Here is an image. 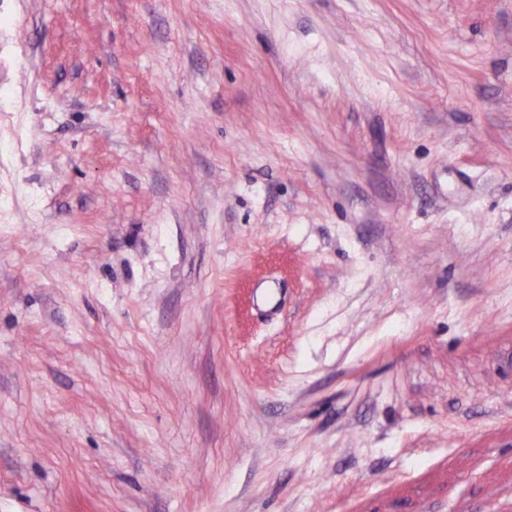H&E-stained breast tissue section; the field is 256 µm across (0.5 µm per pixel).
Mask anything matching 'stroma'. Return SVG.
<instances>
[{
  "mask_svg": "<svg viewBox=\"0 0 512 512\" xmlns=\"http://www.w3.org/2000/svg\"><path fill=\"white\" fill-rule=\"evenodd\" d=\"M0 512H512V0H0Z\"/></svg>",
  "mask_w": 512,
  "mask_h": 512,
  "instance_id": "stroma-1",
  "label": "stroma"
}]
</instances>
